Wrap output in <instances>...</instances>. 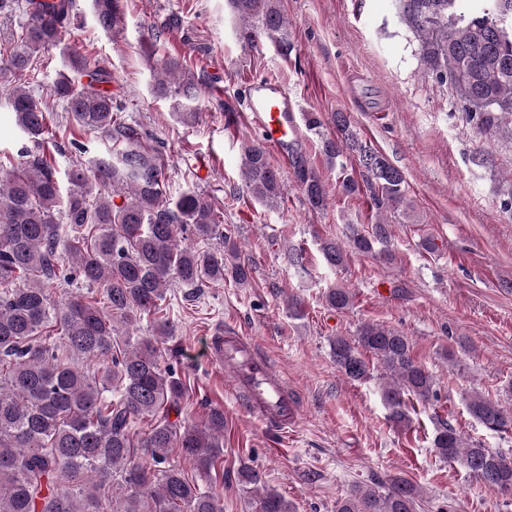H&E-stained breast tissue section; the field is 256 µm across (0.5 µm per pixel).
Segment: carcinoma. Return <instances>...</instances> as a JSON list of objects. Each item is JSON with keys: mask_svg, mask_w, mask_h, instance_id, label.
<instances>
[{"mask_svg": "<svg viewBox=\"0 0 512 512\" xmlns=\"http://www.w3.org/2000/svg\"><path fill=\"white\" fill-rule=\"evenodd\" d=\"M394 2L418 42L421 61L455 92L466 120L480 133H512V0H487L480 15L468 11L466 0ZM228 5L242 41L256 46L269 40L289 54L281 0ZM74 7L75 0H0V13L25 16L13 42L0 51V86L32 143L9 164L0 162V512H224L221 496L167 464L168 449L179 448L200 473L215 468L224 412L212 410L202 425L170 421V412L180 414L186 387L172 366L162 364L159 342L173 335V326L157 313L174 282L193 290L226 279L244 286L252 269L240 261L235 236L202 193L164 195L162 158L125 122L124 104L107 88L111 73L67 42ZM91 9L105 31L122 27L120 0H91ZM176 25L173 18L151 33L152 90L171 99L176 117L190 123L197 118L204 79L187 74L181 55L157 56ZM53 48L60 49L64 69L51 85V97L64 104L83 133L126 142L120 151L73 163L65 193L52 157L41 153L49 108L29 89L42 54ZM331 123L334 135L324 133L319 115H306L327 163L343 171L347 160L357 158L376 208L400 211L407 203L404 173L363 141L347 113H333ZM241 167L252 197L278 206L285 186L264 146L243 144ZM295 177L310 207L325 208L326 186L317 172L300 165ZM347 230L344 241L320 243L332 270L344 268L349 250L386 251L392 238V225L382 217L368 232L356 224ZM190 239L214 240L216 246L198 248ZM76 279L101 289L106 305L80 295L64 301L54 296L53 284ZM324 299L337 311L353 304L343 286L328 288ZM116 315L127 329L117 328ZM139 315L155 316L160 335L130 330ZM329 347L352 382L380 372V396L396 424L410 422L405 397L438 399L434 376L395 329L364 322L352 338H329ZM94 360L102 367L82 366ZM508 396L503 402L475 392L466 409L487 430L504 432L512 428V386ZM143 419L152 428L139 442L135 426ZM432 445L441 459L512 496L511 453L469 442L448 423L437 429ZM240 476L256 490V512H295L258 470L244 466ZM417 500L416 486L392 477L375 487L352 485L336 512H416Z\"/></svg>", "mask_w": 512, "mask_h": 512, "instance_id": "obj_1", "label": "carcinoma"}]
</instances>
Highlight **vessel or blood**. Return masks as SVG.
<instances>
[{
    "instance_id": "obj_1",
    "label": "vessel or blood",
    "mask_w": 512,
    "mask_h": 512,
    "mask_svg": "<svg viewBox=\"0 0 512 512\" xmlns=\"http://www.w3.org/2000/svg\"><path fill=\"white\" fill-rule=\"evenodd\" d=\"M241 106L258 140L277 149L285 166H294L299 127L287 89L275 78H261L248 84ZM205 355L229 377L233 397L242 411L264 428L278 432H287L295 425L297 397L253 337L233 329L213 333L207 339Z\"/></svg>"
}]
</instances>
